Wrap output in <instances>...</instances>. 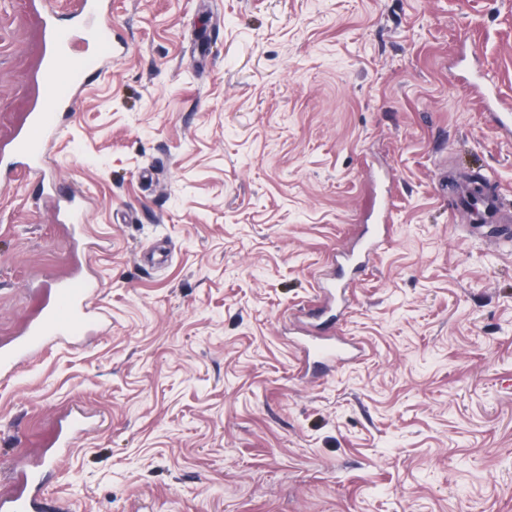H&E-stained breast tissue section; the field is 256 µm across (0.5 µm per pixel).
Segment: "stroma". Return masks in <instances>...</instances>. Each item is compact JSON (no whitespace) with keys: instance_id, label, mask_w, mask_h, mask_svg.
Wrapping results in <instances>:
<instances>
[{"instance_id":"1","label":"stroma","mask_w":512,"mask_h":512,"mask_svg":"<svg viewBox=\"0 0 512 512\" xmlns=\"http://www.w3.org/2000/svg\"><path fill=\"white\" fill-rule=\"evenodd\" d=\"M0 0V149L45 14ZM111 62L43 174L0 162V343L76 269L103 325L0 379V495L42 466L64 512H512V0H111ZM496 187L487 221L451 181ZM83 198L72 236L46 198ZM322 332L306 312L375 229ZM89 427L62 455L69 410ZM345 338H319L303 344V352L308 358L311 356L320 360L340 363L349 359L350 348Z\"/></svg>"}]
</instances>
